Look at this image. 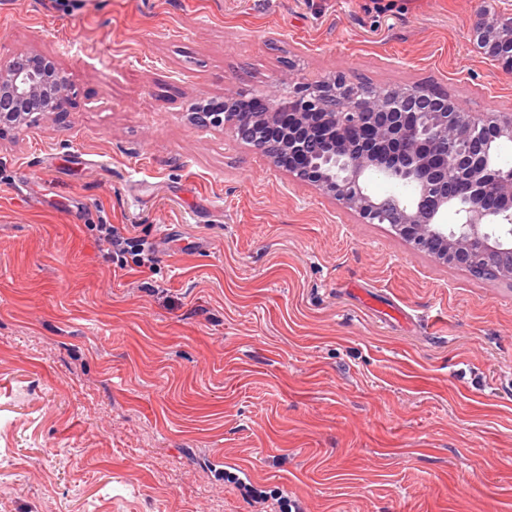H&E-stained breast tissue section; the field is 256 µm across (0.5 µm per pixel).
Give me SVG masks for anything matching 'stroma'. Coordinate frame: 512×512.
Instances as JSON below:
<instances>
[{
  "instance_id": "35a3bbf8",
  "label": "stroma",
  "mask_w": 512,
  "mask_h": 512,
  "mask_svg": "<svg viewBox=\"0 0 512 512\" xmlns=\"http://www.w3.org/2000/svg\"><path fill=\"white\" fill-rule=\"evenodd\" d=\"M0 0L63 117L0 136V512H512V281L438 264L193 104L295 72L512 114V0ZM151 246L116 257L97 225ZM471 43L483 58L512 72V12L487 10L472 26Z\"/></svg>"
}]
</instances>
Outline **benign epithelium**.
Returning <instances> with one entry per match:
<instances>
[{"label":"benign epithelium","mask_w":512,"mask_h":512,"mask_svg":"<svg viewBox=\"0 0 512 512\" xmlns=\"http://www.w3.org/2000/svg\"><path fill=\"white\" fill-rule=\"evenodd\" d=\"M483 58L512 72V12L488 10L472 26ZM69 82L56 60L30 50L0 58V135L63 113ZM250 108L248 124L230 116ZM197 125L230 127L277 168L308 182L365 224H389L446 266L485 267L512 281V169L495 161L512 141V114L478 116L427 86L371 90L343 75L315 84L295 73L252 97L193 105ZM366 127L356 141L347 134ZM383 180L410 194L379 196ZM455 228L448 229V216Z\"/></svg>","instance_id":"7a95c632"}]
</instances>
